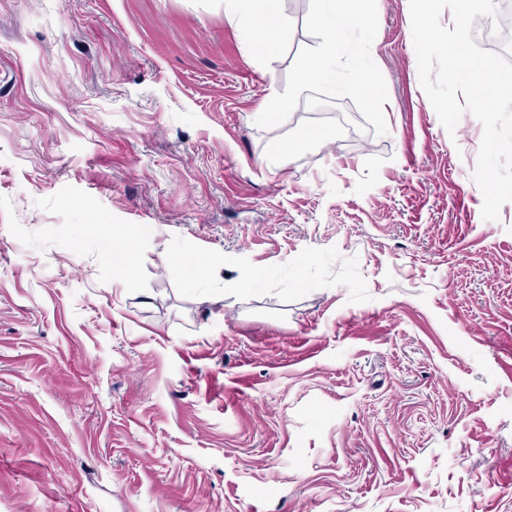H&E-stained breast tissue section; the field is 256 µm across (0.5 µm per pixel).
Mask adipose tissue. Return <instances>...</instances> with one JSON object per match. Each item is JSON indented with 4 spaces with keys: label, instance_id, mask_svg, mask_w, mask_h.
Listing matches in <instances>:
<instances>
[{
    "label": "adipose tissue",
    "instance_id": "1",
    "mask_svg": "<svg viewBox=\"0 0 512 512\" xmlns=\"http://www.w3.org/2000/svg\"><path fill=\"white\" fill-rule=\"evenodd\" d=\"M229 16L259 46L263 53L275 54L288 39L287 29L270 23L267 14L273 0H227ZM317 22L322 29V45L299 66L294 77L293 92H300L306 81L326 82L335 76L333 65L339 54L347 51V32L354 18L371 24L370 16L362 15L360 0H319Z\"/></svg>",
    "mask_w": 512,
    "mask_h": 512
}]
</instances>
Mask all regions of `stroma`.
<instances>
[{
  "mask_svg": "<svg viewBox=\"0 0 512 512\" xmlns=\"http://www.w3.org/2000/svg\"><path fill=\"white\" fill-rule=\"evenodd\" d=\"M318 7L265 56L226 0H0V512H512L483 127L441 125L409 0L260 122ZM98 224L155 227L133 275Z\"/></svg>",
  "mask_w": 512,
  "mask_h": 512,
  "instance_id": "obj_1",
  "label": "stroma"
}]
</instances>
